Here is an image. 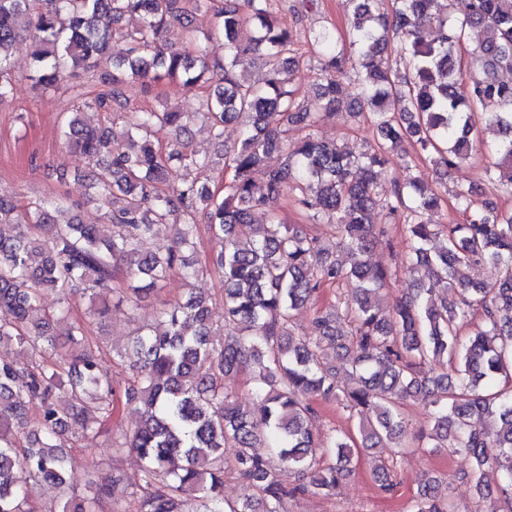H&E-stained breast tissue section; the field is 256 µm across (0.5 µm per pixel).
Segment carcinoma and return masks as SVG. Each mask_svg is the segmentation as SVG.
<instances>
[{"label": "carcinoma", "instance_id": "obj_1", "mask_svg": "<svg viewBox=\"0 0 512 512\" xmlns=\"http://www.w3.org/2000/svg\"><path fill=\"white\" fill-rule=\"evenodd\" d=\"M349 34L325 28L310 36L309 54L295 48L293 30L273 0H0V104L11 85L9 48L27 32L34 83L58 88L66 74L97 70L101 90L77 94L62 113L60 137L80 152L101 211L98 224H63L61 196L30 201L0 192V512H30L27 485L45 481L70 486L69 438L94 439L112 417L117 399L89 329L106 314L105 298L131 308L166 280L195 281L204 271L192 259L201 232L220 243L213 267L224 274V325L214 329L208 298L198 288L159 312L157 326L131 339L134 384L126 403L136 405L139 424L114 441L141 459V494L134 512H178L180 498L200 495L206 512H283L298 495L327 496L348 471L355 450L383 453L403 447L407 400L424 395L431 407L429 440L471 459L478 497L470 512L487 510L497 494L512 512V210L489 204L472 210V188L454 191L462 224H434L438 197L422 179L379 190L387 155L404 143L442 178L472 158L476 135L472 108L489 111V126L503 137L484 144L495 171L486 177L512 195V0H351ZM28 28L17 25L21 13ZM211 12L217 22L198 37L191 17ZM128 15L141 24L126 30ZM486 34L484 68L464 74L462 45L469 29ZM402 38L411 71L394 70L385 52L390 36ZM125 44L112 57V42ZM265 51V74L247 83L238 71ZM316 71L314 98L298 100L294 77L301 66ZM165 78L204 93L208 132L224 139V127L241 126L240 145L224 153L226 176L218 188L198 179L209 161L188 149L189 117L167 105L124 116L122 85L128 77ZM353 76L358 108L369 109L375 144L356 151L311 134L294 142L298 126L313 127L320 110L339 103L340 79ZM124 119L123 130L82 122L81 110ZM173 131L166 146L151 135ZM284 153L276 166L266 163ZM265 191H257V184ZM293 205L336 230L327 244L287 224L280 215L286 189ZM379 209L405 225L411 240L407 268L427 279L400 298L389 313L381 288L398 265H373L367 255L391 248L387 229L371 223ZM176 239L162 253L141 254L142 241L171 218ZM443 239L437 249L433 241ZM345 252L350 263L338 254ZM489 278L470 281L476 264ZM326 284L354 285L319 311L311 331L294 329L295 311ZM60 296L53 310L42 292ZM102 299L82 320L71 317L68 297ZM478 305L481 319L472 323ZM224 342L215 343L213 337ZM248 371L259 407L248 411L224 391V375ZM332 398L355 420V434L318 432L313 401ZM39 402L29 426L28 405ZM269 455L252 452L257 444ZM233 455L253 493L224 499V458ZM301 482L286 484L282 467ZM121 479L98 485L93 495H65L58 512H96L100 495ZM411 512H456L439 482L425 484Z\"/></svg>", "mask_w": 512, "mask_h": 512}]
</instances>
